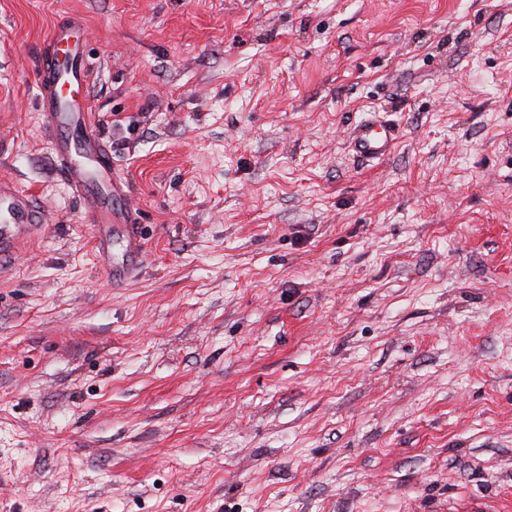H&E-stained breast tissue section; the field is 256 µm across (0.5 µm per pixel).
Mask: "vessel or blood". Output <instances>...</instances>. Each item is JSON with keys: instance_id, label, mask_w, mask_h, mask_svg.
Segmentation results:
<instances>
[{"instance_id": "obj_1", "label": "vessel or blood", "mask_w": 512, "mask_h": 512, "mask_svg": "<svg viewBox=\"0 0 512 512\" xmlns=\"http://www.w3.org/2000/svg\"><path fill=\"white\" fill-rule=\"evenodd\" d=\"M73 34L64 28L52 32L40 53L35 82L44 118L45 134L53 146L58 166L75 198L82 205L86 223L96 231V251L102 259L101 274L107 284L119 287L139 269L143 242L139 225L118 222L107 189L112 173L104 162V143L97 131L88 130L90 105L76 97L83 86L88 63L72 52L68 66H61L59 53L70 46ZM399 132L388 121L368 119L357 124L350 147L354 157L366 163L382 161L393 152ZM44 214L31 193L0 181V259L12 257L42 228ZM120 242L121 261H113L112 244Z\"/></svg>"}]
</instances>
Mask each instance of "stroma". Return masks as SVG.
Returning <instances> with one entry per match:
<instances>
[{"mask_svg": "<svg viewBox=\"0 0 512 512\" xmlns=\"http://www.w3.org/2000/svg\"><path fill=\"white\" fill-rule=\"evenodd\" d=\"M77 18L119 288L34 84ZM0 178V512H512V0H0ZM399 132L388 121L368 119L357 124L352 132L350 147L354 157L362 162H380L393 152ZM43 224V211L32 194L0 180V260L11 258Z\"/></svg>", "mask_w": 512, "mask_h": 512, "instance_id": "35a3bbf8", "label": "stroma"}]
</instances>
